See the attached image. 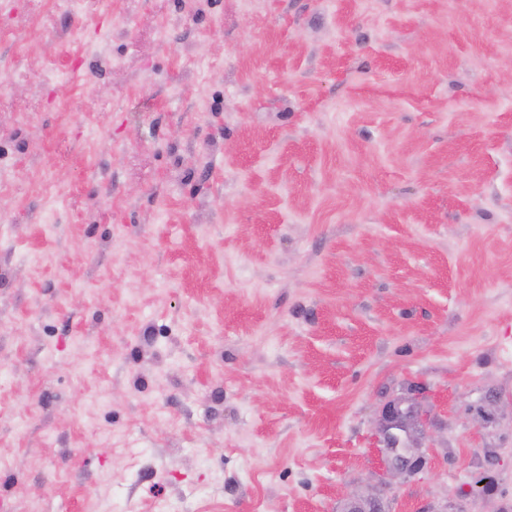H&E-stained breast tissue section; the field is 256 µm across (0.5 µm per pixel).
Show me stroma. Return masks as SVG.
Instances as JSON below:
<instances>
[{
	"instance_id": "obj_1",
	"label": "stroma",
	"mask_w": 512,
	"mask_h": 512,
	"mask_svg": "<svg viewBox=\"0 0 512 512\" xmlns=\"http://www.w3.org/2000/svg\"><path fill=\"white\" fill-rule=\"evenodd\" d=\"M511 66L512 0H0V512H512ZM382 421L384 423V434L387 447L385 452L390 457L393 471H404L412 467L410 454L413 448H398L401 440L393 430L405 431L406 425L402 412L395 404H387L382 410Z\"/></svg>"
}]
</instances>
